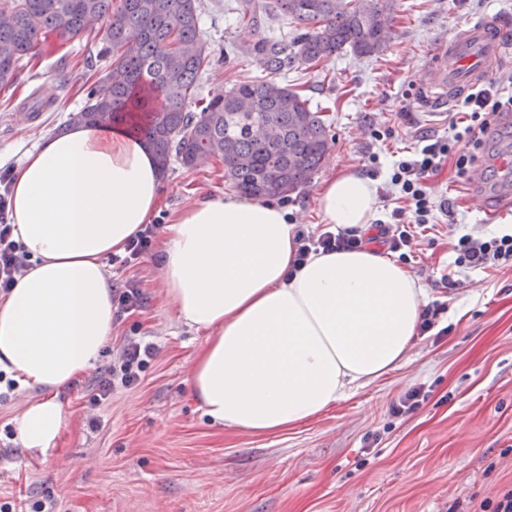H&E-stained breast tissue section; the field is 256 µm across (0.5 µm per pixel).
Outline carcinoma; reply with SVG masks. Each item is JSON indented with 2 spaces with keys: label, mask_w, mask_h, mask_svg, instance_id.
Segmentation results:
<instances>
[{
  "label": "carcinoma",
  "mask_w": 512,
  "mask_h": 512,
  "mask_svg": "<svg viewBox=\"0 0 512 512\" xmlns=\"http://www.w3.org/2000/svg\"><path fill=\"white\" fill-rule=\"evenodd\" d=\"M113 2L0 0V89L14 84L23 61L49 37L64 41L103 29L104 85L88 90L69 122L126 125L149 143L164 173L173 161L197 167L219 159L241 194L263 199L285 198L309 183L334 143L330 119L272 77L297 60L380 52L395 8V0H243L237 22L252 34L264 18L281 14L295 35L257 38L251 51L267 76L205 99L197 96V80L215 51L200 38L198 0ZM240 100L248 111L238 109Z\"/></svg>",
  "instance_id": "1"
}]
</instances>
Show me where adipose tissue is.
<instances>
[{
  "label": "adipose tissue",
  "instance_id": "1",
  "mask_svg": "<svg viewBox=\"0 0 512 512\" xmlns=\"http://www.w3.org/2000/svg\"><path fill=\"white\" fill-rule=\"evenodd\" d=\"M15 238L31 265L0 299V371L39 391L15 420L22 448L52 450L66 417L58 389L112 338V279L103 259L161 208L152 151L117 126L43 139L12 171ZM321 221L367 231L375 181L345 172L318 197ZM297 235L284 208L203 195L176 212L156 253L176 319L205 332L194 398L221 427L280 433L317 418L407 357L425 288L368 246L291 263Z\"/></svg>",
  "mask_w": 512,
  "mask_h": 512
}]
</instances>
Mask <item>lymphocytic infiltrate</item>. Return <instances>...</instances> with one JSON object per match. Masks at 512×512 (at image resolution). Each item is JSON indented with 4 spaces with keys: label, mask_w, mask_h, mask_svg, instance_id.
<instances>
[{
    "label": "lymphocytic infiltrate",
    "mask_w": 512,
    "mask_h": 512,
    "mask_svg": "<svg viewBox=\"0 0 512 512\" xmlns=\"http://www.w3.org/2000/svg\"><path fill=\"white\" fill-rule=\"evenodd\" d=\"M464 114L452 120L446 137L423 136L422 146L410 156L396 162L389 175L395 190V205L388 219L377 220L376 236L389 250L412 256L418 245L417 229L432 223L435 213H448L447 204L436 205L427 191V179L447 159H454L459 177H467L475 160L474 152L482 148L494 117L512 112V94H506L498 82L484 84L468 94L462 102ZM8 181L0 176V295L7 294L25 274L29 260L22 245L15 240L14 224L7 206ZM366 239L354 230L323 231L317 237H299L297 262H304L312 249H356ZM454 265L459 271L512 267V232L490 238L461 235L454 247ZM157 348L142 337H127L121 342L111 364L100 375L88 404L98 409L114 390L130 389L140 384Z\"/></svg>",
    "instance_id": "lymphocytic-infiltrate-1"
}]
</instances>
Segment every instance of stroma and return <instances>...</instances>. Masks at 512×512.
<instances>
[{"label":"stroma","instance_id":"35a3bbf8","mask_svg":"<svg viewBox=\"0 0 512 512\" xmlns=\"http://www.w3.org/2000/svg\"><path fill=\"white\" fill-rule=\"evenodd\" d=\"M238 2H199L201 38L221 58L200 76L198 95L263 74L249 51L252 35L235 26ZM483 17L499 19L512 44V0H397L377 55L298 61L279 76L331 119L335 135L311 183L282 201L301 233L323 228L322 183L366 173L374 154L379 207H390L393 161L414 147L415 130L448 135L461 106L442 101L437 51ZM104 37L97 31L46 45L0 90V167H15L55 135L83 107L87 87L102 84ZM388 122L396 139L376 140L373 129ZM428 187L434 202L452 204L455 222L428 231L406 267L429 305L444 306L446 334L416 337L397 369L306 424L266 436L230 431L210 424L192 397L190 374L205 334L176 321L160 271L145 255L110 271L113 282L135 281L147 304L116 321L101 359L60 390L66 425L47 457L30 456L15 439L14 421L36 391L0 403V503H24L49 489L59 512H482L512 489V269L463 273L453 291L440 278L453 267L460 235L512 228V205L486 222L477 190L457 182L448 165ZM161 190L165 206L155 221L162 225L196 195L236 192L219 161L171 163ZM126 336L149 337L159 353L143 382L114 392L97 412V427H89L86 396ZM414 388L425 396L420 408L393 417L392 404Z\"/></svg>","mask_w":512,"mask_h":512}]
</instances>
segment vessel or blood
<instances>
[{
  "label": "vessel or blood",
  "mask_w": 512,
  "mask_h": 512,
  "mask_svg": "<svg viewBox=\"0 0 512 512\" xmlns=\"http://www.w3.org/2000/svg\"><path fill=\"white\" fill-rule=\"evenodd\" d=\"M505 48L497 20H480L459 30L437 54L445 93L453 97L488 80Z\"/></svg>",
  "instance_id": "b4317fda"
}]
</instances>
